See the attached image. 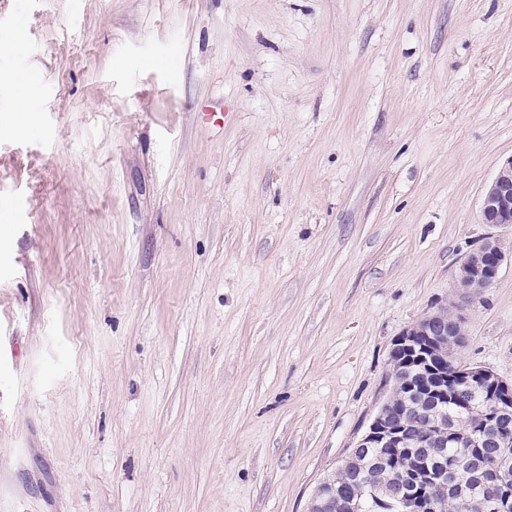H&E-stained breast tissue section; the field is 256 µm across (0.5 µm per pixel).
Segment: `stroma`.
<instances>
[{"label": "stroma", "instance_id": "obj_1", "mask_svg": "<svg viewBox=\"0 0 512 512\" xmlns=\"http://www.w3.org/2000/svg\"><path fill=\"white\" fill-rule=\"evenodd\" d=\"M511 159L512 0H0V512H306Z\"/></svg>", "mask_w": 512, "mask_h": 512}]
</instances>
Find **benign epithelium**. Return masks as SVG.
I'll list each match as a JSON object with an SVG mask.
<instances>
[{
	"mask_svg": "<svg viewBox=\"0 0 512 512\" xmlns=\"http://www.w3.org/2000/svg\"><path fill=\"white\" fill-rule=\"evenodd\" d=\"M481 218L484 224L512 231V159L500 168L485 191ZM511 260L512 253L505 250L500 238H486L460 260L455 270L453 288L458 301L424 317L394 340L388 375L390 391H405L410 409L427 414L423 437L418 442L408 438L407 424L393 416L392 399H387L351 451L353 456L366 457L371 452L376 456L369 463L372 471L367 478L368 499L360 495L348 497L342 501L345 512H363L367 500L385 505L391 512H436V501L424 497L420 482L414 480L418 471L445 496L450 490H465L471 496L484 491L491 494L502 484V472L509 466L504 458L493 465L478 461L470 470L457 472L451 483L445 475L436 477L427 468L429 461L445 465L448 438L458 437L456 421L438 406L422 411V388L414 383L404 364L407 357H414L421 363L419 372H434L436 386L432 392L439 395V401L447 402L460 414L479 419L481 428L464 435L461 443L478 448L501 446L504 436L512 432V383L489 369L460 365L456 355L465 341L463 304L480 297L496 281L502 266ZM448 364L454 365L453 371L447 375L440 372ZM416 445L425 450L416 461V468L405 465L398 469L400 478L395 483L388 487L380 485L373 467L381 465L384 450L389 448L401 454Z\"/></svg>",
	"mask_w": 512,
	"mask_h": 512,
	"instance_id": "obj_1",
	"label": "benign epithelium"
}]
</instances>
